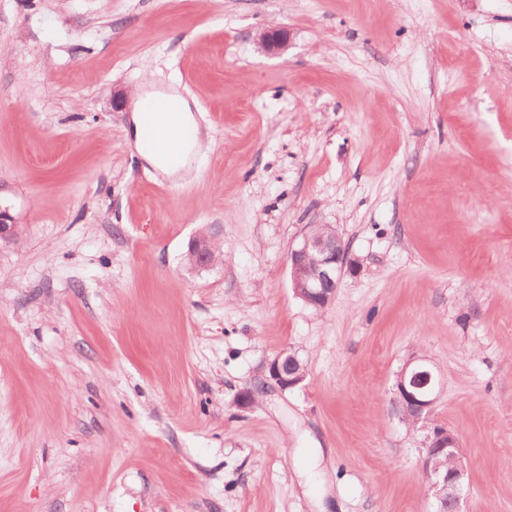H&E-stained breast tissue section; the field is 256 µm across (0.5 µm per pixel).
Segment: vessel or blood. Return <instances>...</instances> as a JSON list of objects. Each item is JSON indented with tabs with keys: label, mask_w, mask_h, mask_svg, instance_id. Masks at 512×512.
Instances as JSON below:
<instances>
[{
	"label": "vessel or blood",
	"mask_w": 512,
	"mask_h": 512,
	"mask_svg": "<svg viewBox=\"0 0 512 512\" xmlns=\"http://www.w3.org/2000/svg\"><path fill=\"white\" fill-rule=\"evenodd\" d=\"M141 114L143 141L166 159L189 163V147L196 139L193 124L184 121L166 93L143 95L137 102Z\"/></svg>",
	"instance_id": "obj_1"
}]
</instances>
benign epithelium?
<instances>
[{"instance_id": "benign-epithelium-1", "label": "benign epithelium", "mask_w": 512, "mask_h": 512, "mask_svg": "<svg viewBox=\"0 0 512 512\" xmlns=\"http://www.w3.org/2000/svg\"><path fill=\"white\" fill-rule=\"evenodd\" d=\"M262 46L280 52L288 46V34L281 29L260 34ZM17 225L10 214L0 209V241L15 237ZM212 239L201 234L189 244L188 257L200 269L214 265L216 254ZM294 291L316 310L325 309L335 298L347 266L345 245L336 230L324 226L321 231L306 233L288 254ZM307 374L298 356L283 351L267 366L265 383L281 390L300 384ZM438 374L425 359H412L399 371L395 383L394 404L401 418L424 432L422 446L426 449L423 468L430 497L437 503V512H461V500L468 486L469 471L464 462L458 438L449 429L434 423L431 415L438 399Z\"/></svg>"}]
</instances>
